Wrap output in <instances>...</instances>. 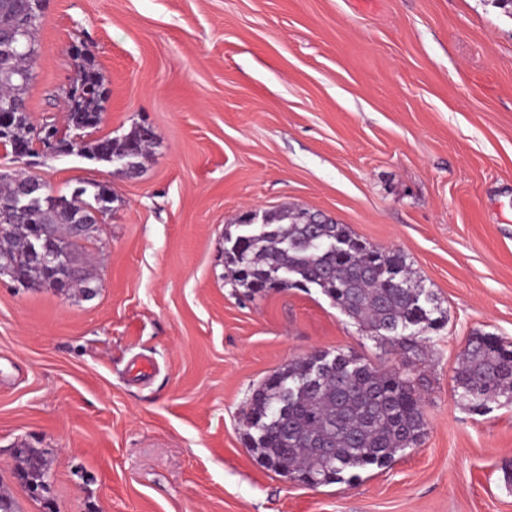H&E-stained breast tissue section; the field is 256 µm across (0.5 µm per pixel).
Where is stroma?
I'll use <instances>...</instances> for the list:
<instances>
[{
  "label": "stroma",
  "instance_id": "35a3bbf8",
  "mask_svg": "<svg viewBox=\"0 0 512 512\" xmlns=\"http://www.w3.org/2000/svg\"><path fill=\"white\" fill-rule=\"evenodd\" d=\"M28 107L62 114L71 47L108 92L91 138L147 124L141 175L76 154L19 161L54 193L106 184L97 292L0 277V489L17 512H512V401H457L472 333L512 340V17L496 0H46ZM326 213L404 253L448 321L396 353L317 288L235 287L247 211ZM321 350L429 379L426 433L385 468L310 488L248 448L252 393ZM151 360L148 376L133 365ZM48 450L32 498L18 443Z\"/></svg>",
  "mask_w": 512,
  "mask_h": 512
}]
</instances>
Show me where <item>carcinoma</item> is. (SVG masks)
<instances>
[{"label": "carcinoma", "instance_id": "1", "mask_svg": "<svg viewBox=\"0 0 512 512\" xmlns=\"http://www.w3.org/2000/svg\"><path fill=\"white\" fill-rule=\"evenodd\" d=\"M43 0H0V105L27 101L38 58L35 34L42 24ZM75 93L66 97V128L43 119L39 125L27 112H10L0 132V146L21 160L36 152L40 133L52 127L61 136L63 152L110 162L126 156L141 174L142 160L155 144L151 127L136 125L122 137L85 140L97 127L107 99L103 77L93 63L79 70ZM29 176L21 170L0 172V255L10 258L26 288H52L85 296L93 274L82 238L73 234L74 216L107 209L117 201L96 181H84L70 196L46 198L35 210L18 213L11 207ZM305 209L284 206L265 213L270 233L250 238L224 234L226 265L237 287L256 293L266 288L314 286L336 308L359 325L383 336L404 354L414 353L420 340L405 333L437 331L446 322L435 294L413 279L406 256L398 250L375 247L347 226L329 221L308 224ZM55 225L57 261L81 267V275L65 288L33 258V229ZM336 239V248L323 242ZM453 391L474 409L496 397L512 400V342L489 333L473 334L452 377ZM423 378L411 369L372 365L338 352L306 356L272 373L253 392L244 417L248 448L262 465L284 477L307 476L306 486L349 483L360 472L382 468L416 445L425 434L421 388ZM14 474L33 495L49 489V452L24 443L14 451Z\"/></svg>", "mask_w": 512, "mask_h": 512}]
</instances>
